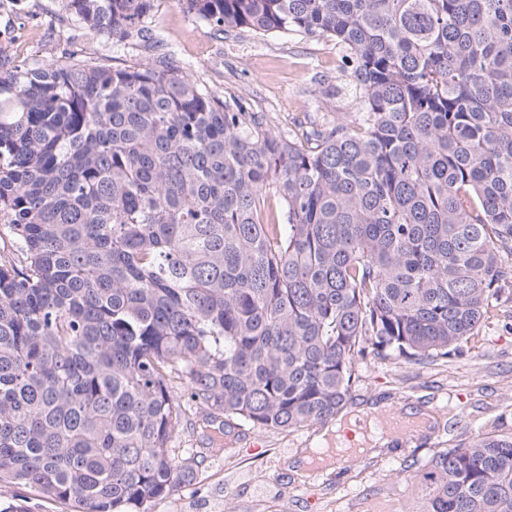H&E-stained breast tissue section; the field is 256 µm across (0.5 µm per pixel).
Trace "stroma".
Segmentation results:
<instances>
[{"instance_id": "stroma-1", "label": "stroma", "mask_w": 512, "mask_h": 512, "mask_svg": "<svg viewBox=\"0 0 512 512\" xmlns=\"http://www.w3.org/2000/svg\"><path fill=\"white\" fill-rule=\"evenodd\" d=\"M146 26L152 41L113 49L115 67L170 55L199 86L245 96L284 131L303 135L331 112L353 106L344 83L342 53L330 41L302 35L221 33L186 14L176 0H154ZM105 41L59 9V0H0V59L35 57L64 62ZM501 316L482 326L461 354L424 367L370 357L356 368L349 408L382 405L429 412V427L394 434L376 454L345 468L313 471L301 458L322 433L319 425L279 432L241 421L224 426L192 410L177 448L203 453L193 484L155 502L153 512H426L422 475L432 458L480 434L512 433V331Z\"/></svg>"}]
</instances>
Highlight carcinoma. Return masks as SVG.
<instances>
[{
    "instance_id": "obj_1",
    "label": "carcinoma",
    "mask_w": 512,
    "mask_h": 512,
    "mask_svg": "<svg viewBox=\"0 0 512 512\" xmlns=\"http://www.w3.org/2000/svg\"><path fill=\"white\" fill-rule=\"evenodd\" d=\"M334 42L358 112L301 142L165 62L0 70V483L151 512L196 478L182 390L336 418L358 363L431 365L512 295V0H177ZM111 44L153 0H60ZM427 512H512V434L438 452Z\"/></svg>"
}]
</instances>
